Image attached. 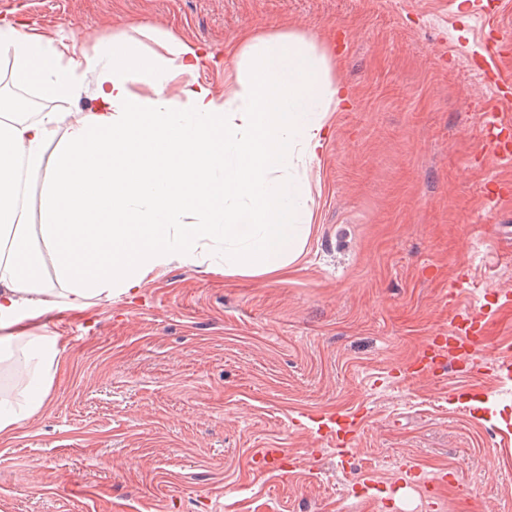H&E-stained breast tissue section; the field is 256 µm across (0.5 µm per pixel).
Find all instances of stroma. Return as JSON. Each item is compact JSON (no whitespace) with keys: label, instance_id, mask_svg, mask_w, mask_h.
Here are the masks:
<instances>
[{"label":"stroma","instance_id":"obj_1","mask_svg":"<svg viewBox=\"0 0 512 512\" xmlns=\"http://www.w3.org/2000/svg\"><path fill=\"white\" fill-rule=\"evenodd\" d=\"M4 23L123 34L151 57L168 32L209 48L195 76L218 92L242 31H293L331 55L347 100L287 275L174 263L135 299L51 324L60 366L0 438V512H512V379L494 369L512 357V195L484 192L512 188V162L480 120L512 116V51L488 52L512 40V0H0ZM478 308L494 315L477 370L411 378L430 337ZM345 414L360 420L347 448L325 427ZM266 448L293 468H264Z\"/></svg>","mask_w":512,"mask_h":512}]
</instances>
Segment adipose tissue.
Segmentation results:
<instances>
[{"instance_id":"obj_1","label":"adipose tissue","mask_w":512,"mask_h":512,"mask_svg":"<svg viewBox=\"0 0 512 512\" xmlns=\"http://www.w3.org/2000/svg\"><path fill=\"white\" fill-rule=\"evenodd\" d=\"M55 37L0 25L16 81L97 105L27 116L0 96V355L24 342L23 389L0 398V436L47 401L60 364L49 322L134 296L172 263L282 274L312 228L291 169L317 161L345 88L314 40L242 32L223 92L198 81L201 46L166 36L161 58L113 37L70 55Z\"/></svg>"}]
</instances>
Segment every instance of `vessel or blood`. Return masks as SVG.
Instances as JSON below:
<instances>
[{"mask_svg":"<svg viewBox=\"0 0 512 512\" xmlns=\"http://www.w3.org/2000/svg\"><path fill=\"white\" fill-rule=\"evenodd\" d=\"M485 130L491 131L488 140L491 154L498 159L512 158V141L500 138L499 133L507 127L506 121L495 114H485L482 120ZM484 315L478 312L464 313L462 320L451 324L448 332L432 337L421 355L413 364L418 376L433 374L441 357L463 361L465 369H473L486 349V338L482 333Z\"/></svg>","mask_w":512,"mask_h":512,"instance_id":"vessel-or-blood-1","label":"vessel or blood"}]
</instances>
